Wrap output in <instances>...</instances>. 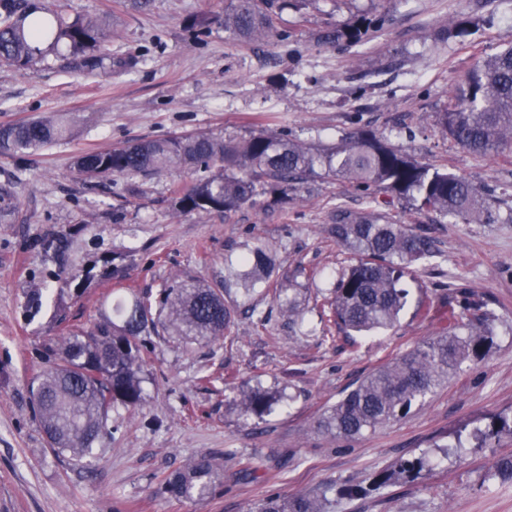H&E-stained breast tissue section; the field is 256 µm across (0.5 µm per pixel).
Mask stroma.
Masks as SVG:
<instances>
[{
    "label": "stroma",
    "mask_w": 512,
    "mask_h": 512,
    "mask_svg": "<svg viewBox=\"0 0 512 512\" xmlns=\"http://www.w3.org/2000/svg\"><path fill=\"white\" fill-rule=\"evenodd\" d=\"M68 13L110 16L112 58L131 68L71 71L48 57L31 69L0 66V126L46 115L75 119L71 135L45 148L0 155V184H12L19 218L0 224V512H252L265 496L323 493L354 485L451 440L464 425L488 424L512 411V145L480 155L442 134L437 117L479 58L500 52L512 35V0H311L305 13L275 21L287 41L248 45L222 24L225 0H36ZM210 32L194 39L193 18ZM386 17L355 45L317 41L319 31L357 17ZM472 18L465 37L446 36ZM266 125L307 144H329L368 126L424 164L492 190L494 220L437 223L402 198L366 195L336 180L311 181L288 209L245 208L230 219L177 212L173 191L187 175L78 177L79 153L198 132L243 135ZM376 207L437 241L417 265L412 302L399 322L373 336L323 340L296 334L279 304L254 291L240 299L235 340L185 348L177 337L150 336L141 410L115 406L110 437L76 463L53 454L30 401L45 366L43 345L90 327L112 311L124 284L156 291L174 276L213 283L225 258L254 242L273 251L279 282L296 266L294 295L310 324V295L329 287L348 253L326 234L332 208ZM54 248H47V241ZM119 267L123 281L103 275ZM465 288L495 315L484 358L465 362L447 384L399 421L355 440L318 433L327 405L391 358L433 337L435 315L416 313L421 292ZM259 316H251L249 304ZM282 391L283 403L242 421L225 378ZM203 453L225 455L224 489L196 503L160 490L162 478ZM512 443L435 456L428 474L370 496L337 499L336 512H512V482L487 479Z\"/></svg>",
    "instance_id": "1"
}]
</instances>
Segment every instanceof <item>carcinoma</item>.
<instances>
[{"mask_svg": "<svg viewBox=\"0 0 512 512\" xmlns=\"http://www.w3.org/2000/svg\"><path fill=\"white\" fill-rule=\"evenodd\" d=\"M308 0H230L224 10V30L239 40L260 43L276 32L274 17L293 8L299 12ZM29 0H0V64L29 68L36 56L61 54L75 70L93 72L108 60L102 51L112 22L97 14L67 15L41 8L36 16ZM385 19L360 18L342 28H330L319 37L325 44L358 43L370 30L383 28ZM442 133L468 150L487 154L512 142V40L492 57L474 64L462 79L459 93L448 97L438 115ZM70 126L53 116L6 126L0 132V154L16 155L47 146L69 136ZM74 168L88 178L102 175H150L176 169L197 175L174 191L175 210L201 216L229 217L243 207H263L270 196L283 209L315 178L345 181L375 195L390 192L414 201L419 212L457 216L480 224L492 217L493 200L464 178L445 168L423 164L409 153L387 144L374 130L358 128L331 145H309L284 130L260 128L240 137L197 133L128 142L104 151L80 154ZM17 218L15 194L0 185V224ZM328 237L354 255V261L322 294L319 332L325 338L334 329L368 335L394 325L408 303L405 279L414 267L438 253L435 239L413 233L395 223L386 212L331 214ZM238 264L225 267L224 280L209 284L189 277L162 283L156 293L119 296L112 316L85 332L60 336L45 347L48 367L33 380L31 401L39 414L50 449L80 461L93 454L108 436L110 409L120 404L133 411L145 401L144 367L149 352L146 337L164 331L185 346L211 345L232 333L238 306L226 299L234 286L249 295L256 285L269 283L276 262L263 244L244 253ZM274 300L288 308V318L301 330L304 312L296 299L275 289ZM440 328L431 339L390 360L327 407L316 422L317 431L354 439L406 416L413 405L448 382L462 367L483 357L493 335L494 316L467 292L441 298ZM471 312L460 322L456 309ZM236 406L243 421L270 413L282 397L245 383L236 387ZM509 436L512 415L499 414L483 429L462 428L454 442L442 446L450 457L466 445L487 448ZM431 456L421 454L399 461L372 475L366 484L338 490L341 497L360 498L397 479L414 480L431 469ZM219 458L201 454L161 480L170 498L204 501L220 493ZM492 479L512 481V454L498 458ZM326 494L267 497L256 512H332Z\"/></svg>", "mask_w": 512, "mask_h": 512, "instance_id": "cac0c4a2", "label": "carcinoma"}]
</instances>
